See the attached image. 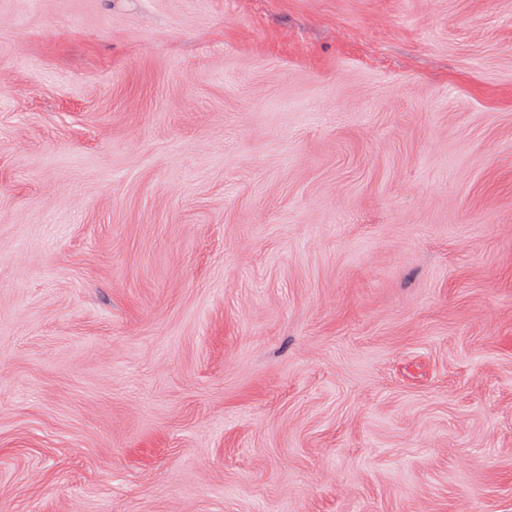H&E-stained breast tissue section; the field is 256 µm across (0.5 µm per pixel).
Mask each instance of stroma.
<instances>
[{
    "label": "stroma",
    "mask_w": 512,
    "mask_h": 512,
    "mask_svg": "<svg viewBox=\"0 0 512 512\" xmlns=\"http://www.w3.org/2000/svg\"><path fill=\"white\" fill-rule=\"evenodd\" d=\"M0 512H512V0H0Z\"/></svg>",
    "instance_id": "35a3bbf8"
}]
</instances>
